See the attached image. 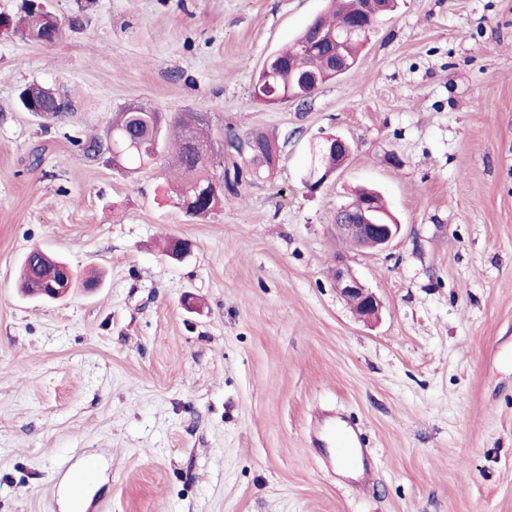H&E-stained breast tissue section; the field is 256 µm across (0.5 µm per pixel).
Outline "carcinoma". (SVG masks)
Returning <instances> with one entry per match:
<instances>
[{
  "instance_id": "cac0c4a2",
  "label": "carcinoma",
  "mask_w": 512,
  "mask_h": 512,
  "mask_svg": "<svg viewBox=\"0 0 512 512\" xmlns=\"http://www.w3.org/2000/svg\"><path fill=\"white\" fill-rule=\"evenodd\" d=\"M329 3L332 19L317 16L309 22L323 30L325 39L311 43L305 28L287 45L273 50L262 63L253 91L269 87L282 101L295 99L303 103L305 90L299 81L301 75L316 77L319 88L341 77L331 65L333 49L340 48L350 66L356 65L368 39L364 38L363 31L350 29V24L360 20L367 30L374 31L385 16L380 11L381 0H329ZM171 133L177 137L174 163L181 174L174 193L177 200L188 203L187 212L194 216L209 214L215 201L208 193L215 185L221 194L226 190L238 194L237 180L213 183L210 169L215 147L206 119L198 114L182 113L169 120L155 110L126 109L117 113L105 138L112 142V161L131 173L154 163L164 151ZM227 146L239 154H247L257 175L263 169H271L275 163L270 149L280 150L276 139L261 132L247 133L243 139L235 134L227 140ZM339 158L334 145L327 143L319 149L318 163L326 170L336 168Z\"/></svg>"
}]
</instances>
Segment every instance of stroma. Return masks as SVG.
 <instances>
[{"label": "stroma", "instance_id": "1", "mask_svg": "<svg viewBox=\"0 0 512 512\" xmlns=\"http://www.w3.org/2000/svg\"><path fill=\"white\" fill-rule=\"evenodd\" d=\"M46 6L54 42L0 29V512H70L65 469L88 456L79 512H512V0H398L304 105L253 85L324 0ZM30 83L75 112L24 111ZM130 106L207 113L219 141L272 134L280 156L257 177L225 151L213 173L237 191L194 218L165 160L84 156ZM329 134L352 151L312 193ZM362 187L401 226L386 249L336 234ZM35 247L70 267L66 298L21 294ZM340 266L380 299L374 322ZM321 414L364 434L369 480L311 447ZM336 286L361 317L369 318L378 312L380 302L376 295L348 270H336Z\"/></svg>", "mask_w": 512, "mask_h": 512}]
</instances>
